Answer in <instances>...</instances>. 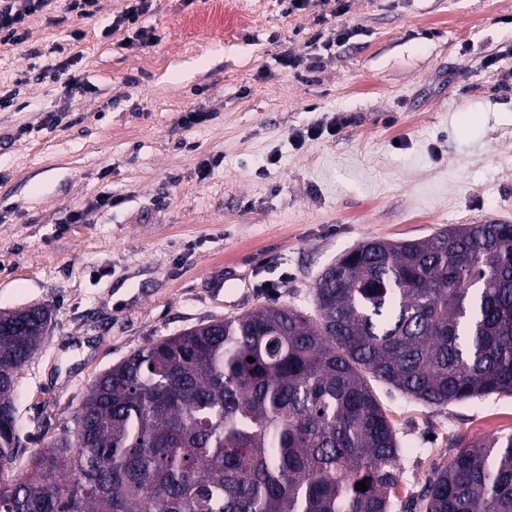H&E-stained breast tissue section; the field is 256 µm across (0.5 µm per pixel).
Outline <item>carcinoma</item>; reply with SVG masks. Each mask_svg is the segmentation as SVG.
<instances>
[{"instance_id":"cac0c4a2","label":"carcinoma","mask_w":512,"mask_h":512,"mask_svg":"<svg viewBox=\"0 0 512 512\" xmlns=\"http://www.w3.org/2000/svg\"><path fill=\"white\" fill-rule=\"evenodd\" d=\"M313 302L314 317L264 306L133 351L74 429L0 481V512H393L404 452L366 376L432 406L512 395V224L369 240ZM49 321L0 310V471ZM419 508L512 512V434L458 443Z\"/></svg>"}]
</instances>
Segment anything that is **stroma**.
<instances>
[{"label":"stroma","instance_id":"1","mask_svg":"<svg viewBox=\"0 0 512 512\" xmlns=\"http://www.w3.org/2000/svg\"><path fill=\"white\" fill-rule=\"evenodd\" d=\"M126 6L99 0L78 24L53 0L23 44L0 43V309L52 314L17 377L24 462L148 343L267 305L314 313L319 275L368 240L512 224V0H347L340 18L154 0L148 46L105 34ZM342 21L354 33L319 69H281ZM68 57L87 91L58 79ZM371 387L409 450L395 512H416L450 439L512 433V397L435 407Z\"/></svg>","mask_w":512,"mask_h":512}]
</instances>
